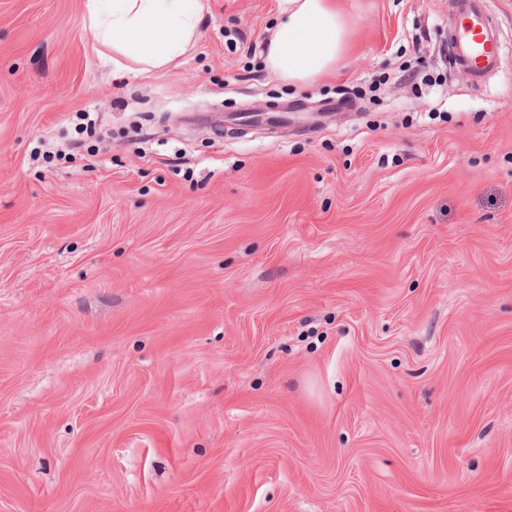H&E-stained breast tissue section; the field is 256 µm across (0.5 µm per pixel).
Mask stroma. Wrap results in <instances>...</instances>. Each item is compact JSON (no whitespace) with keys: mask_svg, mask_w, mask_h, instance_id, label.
<instances>
[{"mask_svg":"<svg viewBox=\"0 0 512 512\" xmlns=\"http://www.w3.org/2000/svg\"><path fill=\"white\" fill-rule=\"evenodd\" d=\"M340 3L301 88L277 0L149 71L0 0V512H512V0L477 86L448 0ZM281 20L267 40L266 70L293 85L332 74L348 55L352 28L338 0H278Z\"/></svg>","mask_w":512,"mask_h":512,"instance_id":"35a3bbf8","label":"stroma"}]
</instances>
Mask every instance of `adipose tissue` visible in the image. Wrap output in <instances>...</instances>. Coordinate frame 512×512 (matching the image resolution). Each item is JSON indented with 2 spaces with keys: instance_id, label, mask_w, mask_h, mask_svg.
I'll use <instances>...</instances> for the list:
<instances>
[{
  "instance_id": "1",
  "label": "adipose tissue",
  "mask_w": 512,
  "mask_h": 512,
  "mask_svg": "<svg viewBox=\"0 0 512 512\" xmlns=\"http://www.w3.org/2000/svg\"><path fill=\"white\" fill-rule=\"evenodd\" d=\"M204 9L203 0H85L95 42L146 70L166 68L186 53ZM279 15L267 40V71L293 85L335 72L352 33L337 0H279Z\"/></svg>"
}]
</instances>
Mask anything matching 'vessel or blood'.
<instances>
[{
	"mask_svg": "<svg viewBox=\"0 0 512 512\" xmlns=\"http://www.w3.org/2000/svg\"><path fill=\"white\" fill-rule=\"evenodd\" d=\"M485 4L486 0H452L453 34L448 57L475 84L501 68L506 54L504 45L491 29Z\"/></svg>",
	"mask_w": 512,
	"mask_h": 512,
	"instance_id": "vessel-or-blood-1",
	"label": "vessel or blood"
}]
</instances>
